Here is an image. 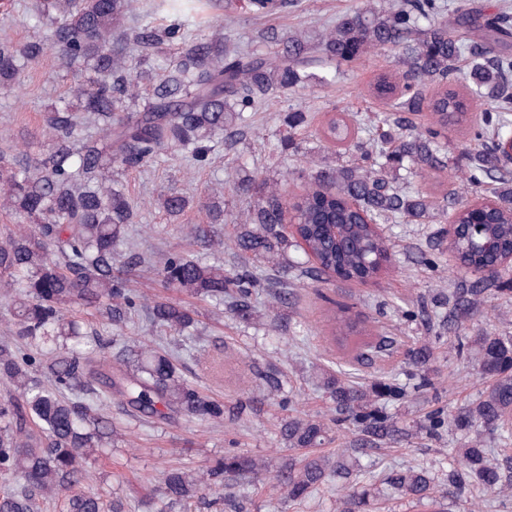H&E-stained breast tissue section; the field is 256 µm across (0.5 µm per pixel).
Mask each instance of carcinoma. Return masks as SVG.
Returning <instances> with one entry per match:
<instances>
[{
    "label": "carcinoma",
    "mask_w": 512,
    "mask_h": 512,
    "mask_svg": "<svg viewBox=\"0 0 512 512\" xmlns=\"http://www.w3.org/2000/svg\"><path fill=\"white\" fill-rule=\"evenodd\" d=\"M136 0H38L36 11L53 25L45 40L23 44L0 43V82L22 84L28 67L43 63L49 55L66 63H82L91 71L68 92L80 101L85 118L103 135L102 142L76 145L81 120L68 106L48 114L44 157L8 158L0 155V206L11 211L18 228L9 243L0 246V292L11 304L14 338L50 357L46 370L38 369L36 357L8 341H0V378L8 381L15 395L0 402V476L15 486L0 493V512H38L35 496L61 495L67 512H105L97 493L81 492L87 460L112 443V420L100 402L117 396L125 412L145 422H173L183 416L221 420V404L203 396L177 374V355L145 345L112 365L113 342L91 343L77 320L68 315L75 305L101 310L112 325L127 327L138 311L139 300L127 286L123 271L115 267L118 245L127 241L126 230L135 212L125 193L113 186L112 167L139 169L152 164L164 151H173L204 163L224 147L240 118L235 107H251L272 89L286 91L303 83L302 68L326 60L351 61L368 49L402 50L405 71L398 78L380 75L372 94L390 103L385 118L390 130L365 149L360 161L316 173L309 188L290 198L285 189L266 186L255 189L253 180L234 183L241 194H258L241 222L230 231L224 212L210 205L209 224L194 228L193 241L205 249L229 244L242 258L234 272L218 260L209 263L168 252L156 263L128 252L125 267L155 265L156 273L170 288L207 299L242 319L252 314L250 296L257 280L248 265L264 262L293 278L318 282L332 273L353 279H372L382 268L378 260L391 250L390 240L378 235L373 225L404 218L425 224L456 210L458 200L443 198L441 208L420 191L397 188L388 177L390 169L407 170L410 176L442 166L438 138L450 127L471 121L470 102L448 83L463 75L471 94L482 98L508 95L512 61L494 55L493 44L512 36L504 16H494L482 25L484 41L464 45L448 29L429 23L435 0H399L383 9L356 10L345 15L317 47L296 37L272 56L238 54L197 41L179 49L169 59L152 98L139 112L128 111L140 92L128 75L129 59L112 40V32L130 13ZM251 10L267 15L288 8V0L275 4L249 0ZM180 28L150 24L123 31L128 44L143 49L163 38L174 39ZM471 56L470 71L461 73L463 52ZM431 107L430 122L415 125L406 112L424 100ZM482 122L489 136L475 133L477 147L471 152L472 167L501 181L492 192L496 202L512 205L507 187L509 171L496 156V141L512 134L509 108L484 112ZM322 139L347 153L357 146L359 127L338 114L321 132ZM189 206L178 193L163 196L161 208L177 218ZM298 224L297 233L314 253L318 264L306 266L287 258L298 246L283 232L285 215ZM342 224L345 242L324 239L319 225ZM481 236L507 243L512 237V219L484 224ZM461 261L478 266L487 255L462 241L457 246ZM500 277L457 280L448 295V346L457 355L477 346L481 372L490 378L484 394L475 401L430 416L429 429H466L473 438L448 452L450 500L465 489L483 488L512 497V336L472 333L474 315L492 312ZM333 340L344 344L352 336H365L342 307L328 317ZM150 328L180 334L192 327L191 311L177 302L156 301L150 306ZM92 379V394L98 404L81 397L69 399L64 391H81V381ZM329 398L343 420L353 424L360 445L372 448L393 440L395 430L387 417L365 404V393L334 375L325 380ZM338 418L315 419L306 414L288 417L280 434L292 448H316L329 436V424ZM504 445L502 458L491 462L485 438ZM265 466L249 455H230L195 476L180 469L167 471L159 494L169 500L202 499L206 493L232 489L262 478ZM361 469L348 463L346 452L336 453L332 463L325 455H310L288 464L277 475L283 503H301L330 480L344 490L337 512H366L367 491L354 483ZM386 486L416 502L432 499L435 475L424 468L393 470Z\"/></svg>",
    "instance_id": "obj_1"
}]
</instances>
